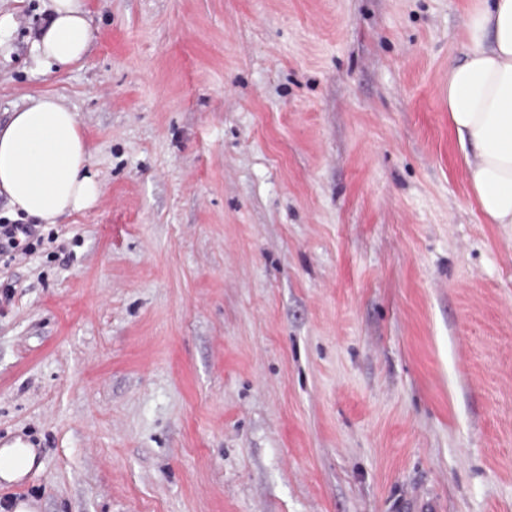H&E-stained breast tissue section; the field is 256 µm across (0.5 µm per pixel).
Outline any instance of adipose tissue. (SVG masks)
Segmentation results:
<instances>
[{
    "label": "adipose tissue",
    "mask_w": 512,
    "mask_h": 512,
    "mask_svg": "<svg viewBox=\"0 0 512 512\" xmlns=\"http://www.w3.org/2000/svg\"><path fill=\"white\" fill-rule=\"evenodd\" d=\"M462 38L463 60L448 65V121L484 220L512 224V0H476ZM92 39L83 0H50L33 62L74 65ZM102 191L77 116L62 98L30 97L0 124V194L13 213L52 224L92 207Z\"/></svg>",
    "instance_id": "1"
}]
</instances>
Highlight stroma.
I'll use <instances>...</instances> for the list:
<instances>
[{
    "instance_id": "stroma-1",
    "label": "stroma",
    "mask_w": 512,
    "mask_h": 512,
    "mask_svg": "<svg viewBox=\"0 0 512 512\" xmlns=\"http://www.w3.org/2000/svg\"><path fill=\"white\" fill-rule=\"evenodd\" d=\"M0 0V123L65 99L94 207L0 254V481L37 512H512V224L448 123L472 0ZM48 10L34 39L33 62L37 67L72 66L93 39L83 0H50ZM36 457L35 448L21 443L0 448V480L11 483L21 479L35 466Z\"/></svg>"
}]
</instances>
